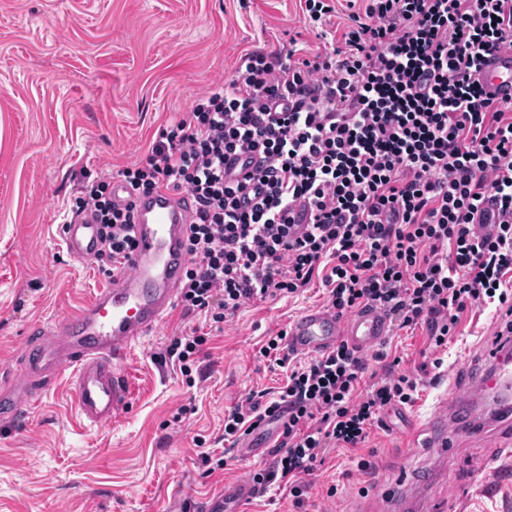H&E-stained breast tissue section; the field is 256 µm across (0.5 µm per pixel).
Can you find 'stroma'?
Instances as JSON below:
<instances>
[{"instance_id":"obj_1","label":"stroma","mask_w":512,"mask_h":512,"mask_svg":"<svg viewBox=\"0 0 512 512\" xmlns=\"http://www.w3.org/2000/svg\"><path fill=\"white\" fill-rule=\"evenodd\" d=\"M317 33L299 0H0V373L19 371L31 327L112 281L108 261H74L63 244L82 172L117 177L211 85L229 83L242 54L278 52L295 35L313 51ZM325 300L316 281L295 297L245 305L210 332L190 384L161 355L174 334L205 321L175 308L129 358L134 392L113 423L83 427L62 383L21 426L0 424V512H172L181 498L251 478L267 452L234 449L211 474L197 456L223 448L226 411L285 385V370L259 353L264 339ZM500 320L491 306L466 311L438 351L422 330H392L381 349L401 371L439 358L440 380L424 383L414 405L386 412L362 450H328L308 479L309 512L364 502L414 512L421 501L438 512H512V447L497 422L475 437L457 428L449 456L404 445L448 387H468L482 371Z\"/></svg>"}]
</instances>
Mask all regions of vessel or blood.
I'll list each match as a JSON object with an SVG mask.
<instances>
[{"mask_svg": "<svg viewBox=\"0 0 512 512\" xmlns=\"http://www.w3.org/2000/svg\"><path fill=\"white\" fill-rule=\"evenodd\" d=\"M480 78L487 92L512 102V54L486 56ZM191 219L190 207L167 189L138 198L135 247L122 272L90 301L34 328L22 379L0 390V421L17 423L64 375L76 415L86 428L107 425L123 413L131 400L124 362L180 298V283L191 260L186 246ZM63 241L71 258L91 260L100 246L99 226L91 216H75L63 226ZM390 332V319L378 308L341 317L332 309L312 307L289 322L284 342L288 349L310 356L341 344L365 353ZM482 388L495 399L512 400V362H496ZM460 400V395H453L443 412L429 419L430 447L449 445L447 414ZM250 491L249 481H240L191 502L188 512H230L229 500L247 497Z\"/></svg>", "mask_w": 512, "mask_h": 512, "instance_id": "vessel-or-blood-1", "label": "vessel or blood"}]
</instances>
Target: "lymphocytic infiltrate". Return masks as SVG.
<instances>
[{"instance_id":"obj_1","label":"lymphocytic infiltrate","mask_w":512,"mask_h":512,"mask_svg":"<svg viewBox=\"0 0 512 512\" xmlns=\"http://www.w3.org/2000/svg\"><path fill=\"white\" fill-rule=\"evenodd\" d=\"M345 2L349 24L318 51L242 55L230 85L211 86L121 170L133 192L124 205L110 181L87 177L72 212L94 215L101 253L118 266L137 197L188 195L180 303L218 329L245 304L317 278L338 315L377 306L437 348L465 311L493 303L508 317L498 336H511L512 103L488 95L477 73L485 54H512V0ZM246 151L265 163L242 182L224 161ZM207 342L195 328L166 353L188 378ZM373 361L382 376L367 390ZM290 369L278 397L250 394L225 415L224 439L285 408L252 494L288 488L302 512L327 449L362 447L384 410L415 403L420 380L343 345Z\"/></svg>"}]
</instances>
